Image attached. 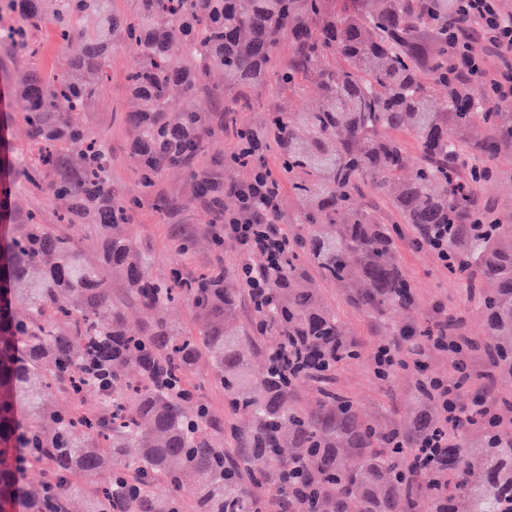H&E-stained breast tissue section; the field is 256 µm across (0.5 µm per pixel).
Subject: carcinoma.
<instances>
[{"instance_id": "carcinoma-1", "label": "carcinoma", "mask_w": 512, "mask_h": 512, "mask_svg": "<svg viewBox=\"0 0 512 512\" xmlns=\"http://www.w3.org/2000/svg\"><path fill=\"white\" fill-rule=\"evenodd\" d=\"M87 17L96 19L83 26ZM0 44L33 58L34 32L49 29L73 51L68 75L33 64L17 79L18 114L30 155L11 161L0 180V223L18 194L44 190L67 223L94 235L89 260L70 234L53 232L31 212L0 237V512H262L259 492L278 512H512V423L475 413L448 426L446 486L429 477L401 487L422 429H383L362 419L336 389V370L359 356L316 280L350 289L347 302L375 319L414 305L412 278L398 253L405 230L448 278L468 291L486 317L473 340L491 379L512 378V222L480 190L497 169L464 170V157L492 159L512 145V110L492 105L474 77L453 65L456 35L468 22L456 0H135L128 14L112 0H0ZM132 53L125 81L133 103L135 193L112 181L109 144L88 127L84 109L108 81L114 41ZM288 42V59L278 50ZM224 84L209 83L211 73ZM286 88L314 82L319 98L306 112L276 110L251 125L238 113L270 76ZM175 87L188 99L168 109ZM448 89L437 103L431 92ZM230 129L233 172L263 171L296 203L293 214L265 215L280 225L283 261L264 265L269 288H248L242 260L219 262L197 276L175 264L149 277L150 252L128 233L134 208L169 168H182L198 197L215 205L198 166L207 143ZM420 158L406 175L404 138ZM274 152L269 169L258 147ZM369 196L397 220L384 224ZM288 228H282V225ZM189 303L204 318L186 329L167 315ZM246 302L241 328L225 321ZM139 307L134 331L126 309ZM261 379L250 374L255 347ZM207 356L232 419L224 427L199 405L190 375ZM316 384L309 411L293 399L302 381ZM53 389L70 404L50 399ZM97 391L95 408L84 392ZM479 434V453L470 432ZM42 470L37 484L25 480ZM482 470L479 483L472 471ZM108 470L112 482L97 475ZM194 476L183 483L184 472ZM84 480L74 482V473ZM162 478L177 495L157 496Z\"/></svg>"}]
</instances>
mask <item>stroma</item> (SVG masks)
<instances>
[{
	"instance_id": "obj_1",
	"label": "stroma",
	"mask_w": 512,
	"mask_h": 512,
	"mask_svg": "<svg viewBox=\"0 0 512 512\" xmlns=\"http://www.w3.org/2000/svg\"><path fill=\"white\" fill-rule=\"evenodd\" d=\"M130 61L129 52L123 46H115L109 62L111 79L85 117L90 129L105 138L112 148L113 181L131 190L135 187V174L129 151L130 129L125 123L130 97L124 80ZM26 65L24 58L0 46V110L13 115L12 120L0 126V137L8 142L13 153L28 148L25 126L15 116L17 102L13 93L14 76ZM316 98L314 83L285 89L271 80L241 117L256 123L268 110L278 107L303 112L311 108ZM218 221V212L197 200L193 185L183 172L170 169L160 178L155 194L141 200L129 226V234L136 244L148 247L155 256L148 269L150 277H164L174 263L186 274L193 275L206 270L216 260L210 240ZM181 235L193 237L197 242L194 251L186 256L175 251V241ZM398 251L415 284L412 308L393 310L385 319L377 320L350 307L345 289L336 284H322L320 293L324 302L335 311L344 334L357 343L360 350L357 359L338 369L337 387L354 401L362 418L384 428L409 429L414 427L422 411L412 395L415 376L412 371L399 369L388 382H379L370 361L374 347L393 341L397 327L432 325L444 313L460 318L464 331L477 336L482 332L485 317L470 301L465 289L449 280L432 254L414 250L406 239L399 242Z\"/></svg>"
}]
</instances>
